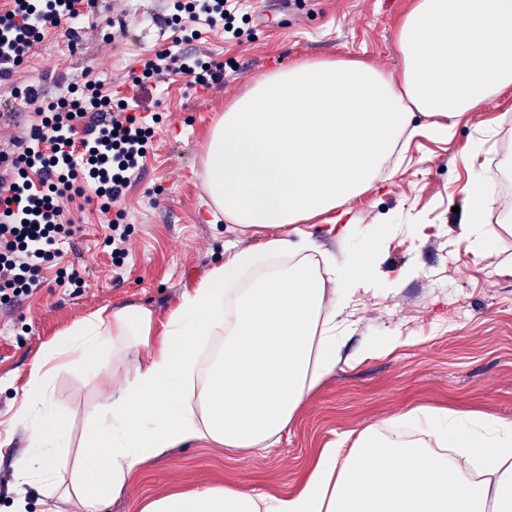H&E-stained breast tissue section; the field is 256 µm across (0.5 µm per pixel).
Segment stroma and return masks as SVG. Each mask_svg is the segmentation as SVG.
<instances>
[{"instance_id": "1", "label": "stroma", "mask_w": 512, "mask_h": 512, "mask_svg": "<svg viewBox=\"0 0 512 512\" xmlns=\"http://www.w3.org/2000/svg\"><path fill=\"white\" fill-rule=\"evenodd\" d=\"M413 0H244L241 42L203 31L190 50L224 65V79L190 88L167 77L162 87L126 83L138 60L168 43L163 19L170 0H94L82 39L71 45L63 27H51L14 77L0 81V152L32 123L27 87L58 98L92 71L106 86L158 115L139 182L121 208L130 235L113 258L106 219L83 199L68 208L76 234L61 246L56 267L32 295L0 304V505L9 506L11 462L24 447L13 427L16 394L45 343L75 321L105 307L138 302L159 314L174 308L186 285L203 278L226 248L247 249L281 235V228L242 231L203 215L201 156L226 104L276 67L300 59L359 58L388 71L401 64L396 31ZM487 173L491 191L512 188V92L470 113L448 138L415 135L403 166L382 188L354 198V234L330 233L325 217L302 231L319 251L345 261L365 235L379 232L376 278L407 276L397 290H359L338 317L349 364L323 379L295 420L270 448L239 452L214 445L175 449L149 461L129 496L108 512H135L136 501L167 491L234 485L281 494L303 481L315 452L349 440L367 426L387 427L411 411L461 410L479 422L512 420V230L495 203L482 224L470 220L465 189ZM492 234V256L476 246ZM79 271L84 285L60 283L57 267ZM397 338L387 351L359 358L364 344ZM54 400L61 410H92L96 393L60 373Z\"/></svg>"}]
</instances>
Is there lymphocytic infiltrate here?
Instances as JSON below:
<instances>
[{
    "label": "lymphocytic infiltrate",
    "mask_w": 512,
    "mask_h": 512,
    "mask_svg": "<svg viewBox=\"0 0 512 512\" xmlns=\"http://www.w3.org/2000/svg\"><path fill=\"white\" fill-rule=\"evenodd\" d=\"M82 0H5L0 13V80L10 79L40 42L47 15L68 21L71 43L81 39ZM170 45L139 61L128 80L143 86L166 75L186 77L189 86L222 81L224 65L186 50L202 29L221 30L228 38L239 0H177ZM26 103L38 120L21 138V152L0 169V300L31 294L43 284L46 264L60 257L75 220L65 205L93 192L102 213L124 196L143 171L152 127L146 116L130 112L125 100L97 79L86 80L68 98L44 100L28 89Z\"/></svg>",
    "instance_id": "1"
}]
</instances>
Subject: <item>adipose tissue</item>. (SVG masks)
<instances>
[{"instance_id": "obj_1", "label": "adipose tissue", "mask_w": 512, "mask_h": 512, "mask_svg": "<svg viewBox=\"0 0 512 512\" xmlns=\"http://www.w3.org/2000/svg\"><path fill=\"white\" fill-rule=\"evenodd\" d=\"M396 42L399 72L359 60H298L231 101L204 147V204L241 228L332 214L371 188L416 116L449 131L512 89V0H416ZM305 239L270 237L228 251L167 315L129 302L95 312L45 344L13 425L25 442L16 486L105 512L143 465L202 443L271 447L320 381L343 362L336 319L376 287L377 241L352 261L315 259ZM98 395L93 412L57 408L59 372ZM404 440L368 426L320 449L301 487L257 495L227 485L140 501L137 512H512V421L414 413Z\"/></svg>"}]
</instances>
